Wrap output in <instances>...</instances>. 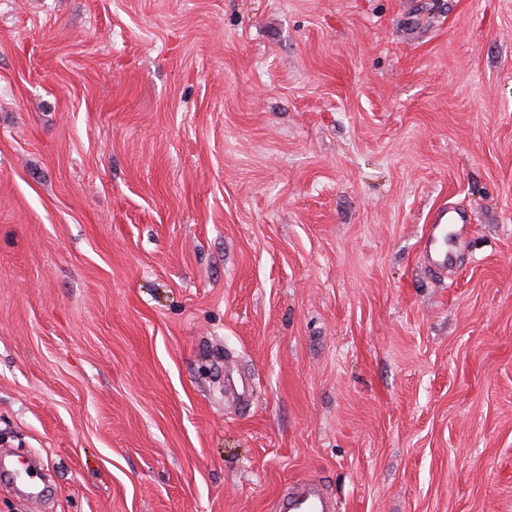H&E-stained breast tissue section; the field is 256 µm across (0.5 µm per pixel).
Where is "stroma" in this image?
<instances>
[{
    "mask_svg": "<svg viewBox=\"0 0 512 512\" xmlns=\"http://www.w3.org/2000/svg\"><path fill=\"white\" fill-rule=\"evenodd\" d=\"M2 452L0 512H512V0H0ZM454 220L453 215H450L447 210H443L434 221L437 224H435L433 235L428 240V249L432 264L435 267H448L452 260V253L446 247L445 236L447 234V223ZM440 237L442 241H440ZM283 512H334L336 504L323 486L310 480L301 489L284 499L280 505Z\"/></svg>",
    "mask_w": 512,
    "mask_h": 512,
    "instance_id": "stroma-1",
    "label": "stroma"
}]
</instances>
